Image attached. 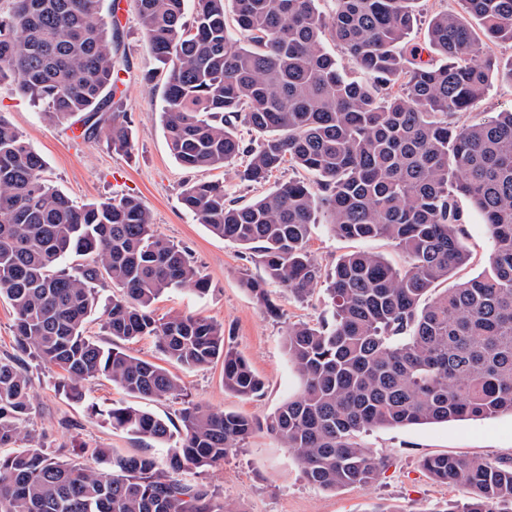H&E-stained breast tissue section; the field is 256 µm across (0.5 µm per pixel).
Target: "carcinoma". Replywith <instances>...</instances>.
Instances as JSON below:
<instances>
[{
    "label": "carcinoma",
    "instance_id": "carcinoma-1",
    "mask_svg": "<svg viewBox=\"0 0 512 512\" xmlns=\"http://www.w3.org/2000/svg\"><path fill=\"white\" fill-rule=\"evenodd\" d=\"M100 0H13L0 16V81L9 79L49 119L79 117L99 132L110 114L112 150L132 134L116 121L119 29L99 19ZM138 0L149 50L165 69L161 118L173 157L189 170L245 158L240 180L265 184L288 165L310 178L281 182L236 205L224 183L194 181L181 204L227 241L260 253L265 277L247 282L267 313L266 285L296 298L318 283L332 320L288 328L298 395L266 422L307 480L323 490L372 485L383 460L358 435L398 427L512 414V111L459 126L492 78L512 82V59L487 43L512 44V0H459L432 15L425 47L409 36L420 0ZM336 43L347 65L326 47ZM428 54L425 60L422 54ZM248 127L257 140L236 134ZM43 157L0 118V295L15 315V355L0 357V512H229L184 478L224 461L257 424L189 403L180 425L123 404L97 415L115 429L167 449L126 456L96 448L80 461L42 448H16L34 392L19 356L61 370L57 387L75 401L104 376L140 398L180 395L165 368L85 333L99 289L103 329L136 341L154 337L187 369L223 363L224 388L250 398L263 382L225 345L224 325L197 315L154 314L164 294L209 284L188 253L157 234L135 196L83 204L41 176ZM466 199L486 224L489 269L434 297L436 284L468 260L461 225ZM322 216L347 239L385 237L408 263L372 253L341 258L329 274L308 249ZM436 482L467 490L445 512H512V462L430 456Z\"/></svg>",
    "mask_w": 512,
    "mask_h": 512
}]
</instances>
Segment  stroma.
<instances>
[{"label": "stroma", "instance_id": "stroma-1", "mask_svg": "<svg viewBox=\"0 0 512 512\" xmlns=\"http://www.w3.org/2000/svg\"><path fill=\"white\" fill-rule=\"evenodd\" d=\"M122 8L116 58L125 81L119 118L133 133L130 154L113 152L106 133L85 137L80 124L45 120L41 107L7 80L0 82V117L44 158V179L74 203L129 194L147 204L155 231L187 250L210 286L201 296L187 290L163 295L154 305L156 315H199L223 324L227 345L247 359L264 388L259 396L239 397L225 389L222 364L186 369L165 362L155 338L145 337L124 344V351L166 364L180 380L179 398L133 397L102 377L89 384L84 401L76 403L58 390L56 367L28 359L23 368L35 400L24 427L31 446L50 451L61 448L69 455H84L104 445L126 455L148 454L161 460L164 449L112 429L92 414V407L121 403L174 419L190 402L265 421L301 390L285 346L289 326L320 325L330 320L331 308L324 285H317L301 300L274 285L270 291L279 314L269 316L246 286L247 281L264 276L259 254L216 236L184 210L180 194L193 181L222 182L229 198L243 204L265 194L266 189L240 181L235 166L188 170L173 158L160 117L162 66L147 46L136 0H122ZM147 73L153 74L152 82L144 81ZM463 239L469 260L451 271L446 282L450 288L489 266L492 243L477 213H470L464 224ZM308 245L327 272L340 257L353 252L379 254L397 267L406 263L404 254L388 239L347 240L323 224L312 225ZM362 440L384 461L377 480L368 487L328 491L310 484L292 452L263 429L253 432L222 464L196 474L195 480L214 490L228 512H373L381 504L392 512H446L450 503L465 499L467 492L428 478L423 458L446 454L512 461V415L375 428L363 434Z\"/></svg>", "mask_w": 512, "mask_h": 512}]
</instances>
